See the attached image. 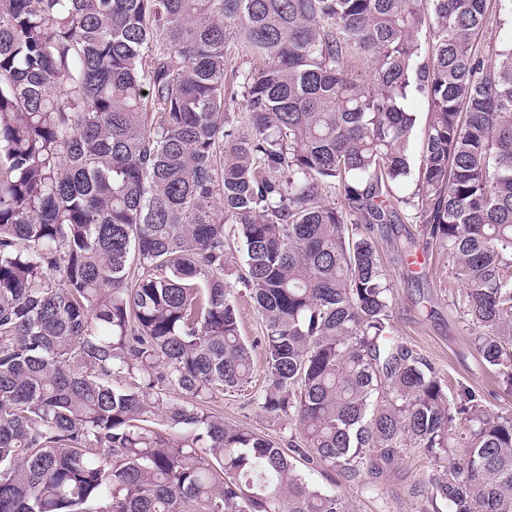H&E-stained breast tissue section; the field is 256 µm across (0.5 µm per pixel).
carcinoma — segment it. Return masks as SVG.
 <instances>
[{"label":"carcinoma","instance_id":"1","mask_svg":"<svg viewBox=\"0 0 512 512\" xmlns=\"http://www.w3.org/2000/svg\"><path fill=\"white\" fill-rule=\"evenodd\" d=\"M488 8L0 0V512H351L297 462L372 489L408 450L433 512H512V413L449 398L396 335L378 241L408 220L404 256L447 251L512 386V36L480 55ZM257 346L258 405L304 448L201 405ZM230 282L237 300L242 335L248 342H251L261 335V318L254 307L249 291H246L240 284H234L233 277L230 278Z\"/></svg>","mask_w":512,"mask_h":512}]
</instances>
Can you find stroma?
<instances>
[{"mask_svg": "<svg viewBox=\"0 0 512 512\" xmlns=\"http://www.w3.org/2000/svg\"><path fill=\"white\" fill-rule=\"evenodd\" d=\"M382 257L391 288L396 331L424 356L448 386L449 395L468 387L484 394L493 409L512 411V391L489 375L477 353L470 328L459 318L453 301L459 292L448 276L446 251L433 247L420 264H407L395 245L382 242ZM263 353L253 351V382L247 391L212 399L208 407L226 422L274 440L293 433L287 416H274L259 408L255 394L264 381ZM437 473L433 462L419 452H408L380 478L378 493L365 491L359 480L345 479L332 469L315 466L309 479L323 491L339 495L353 512H425L427 495Z\"/></svg>", "mask_w": 512, "mask_h": 512, "instance_id": "35a3bbf8", "label": "stroma"}]
</instances>
